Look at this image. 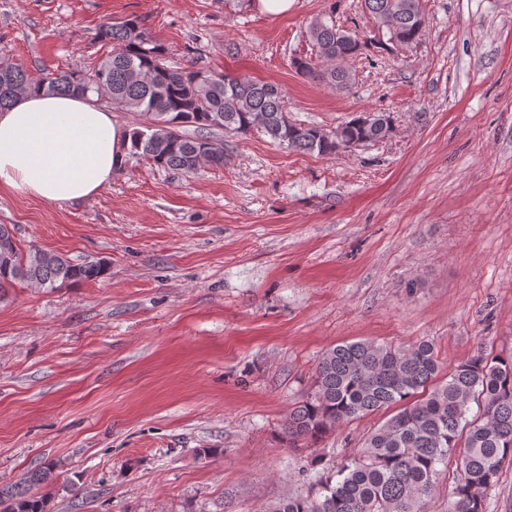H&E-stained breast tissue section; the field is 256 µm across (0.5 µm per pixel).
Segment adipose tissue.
<instances>
[{
  "instance_id": "obj_1",
  "label": "adipose tissue",
  "mask_w": 512,
  "mask_h": 512,
  "mask_svg": "<svg viewBox=\"0 0 512 512\" xmlns=\"http://www.w3.org/2000/svg\"><path fill=\"white\" fill-rule=\"evenodd\" d=\"M129 147L128 130L91 100L25 94L0 112V188L47 202L89 199Z\"/></svg>"
}]
</instances>
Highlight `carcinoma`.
<instances>
[{
    "instance_id": "1",
    "label": "carcinoma",
    "mask_w": 512,
    "mask_h": 512,
    "mask_svg": "<svg viewBox=\"0 0 512 512\" xmlns=\"http://www.w3.org/2000/svg\"><path fill=\"white\" fill-rule=\"evenodd\" d=\"M373 34L336 24V6L315 18L307 39L320 64L294 60L312 82L344 89L352 84L345 61L372 47L410 48L418 43L425 16L421 0H362ZM100 38L112 53L93 67L34 78L0 60V111L17 91L112 94L108 106L136 112L129 159L195 174L204 165L224 166V153L204 155L206 130L246 133L256 129L288 149L334 155L354 144L381 141L393 131L389 112L368 125L351 119L334 130L288 118L283 89L247 76L212 72L206 80L192 66H174L169 52L135 18L105 23ZM193 126L191 136L183 128ZM100 262L75 264L31 247L22 250L12 228L0 224V301L16 284L59 288L99 277ZM441 363L432 344L407 349L372 341L344 342L320 358L312 390L283 425L288 447H310L337 427L391 407L395 412L365 439L363 448L320 476L315 498L288 496L267 512H426L440 467L460 457L464 467L452 487L454 512H485L488 491L503 466L512 463V355L478 352L437 379ZM478 411L471 413V404ZM62 463L49 460L15 482L0 483V512H47V498L31 488L50 484Z\"/></svg>"
}]
</instances>
